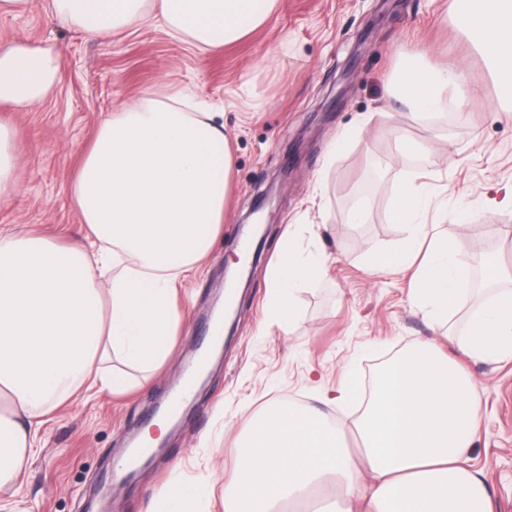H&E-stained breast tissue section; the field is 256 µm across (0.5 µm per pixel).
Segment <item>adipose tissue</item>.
<instances>
[{"mask_svg": "<svg viewBox=\"0 0 512 512\" xmlns=\"http://www.w3.org/2000/svg\"><path fill=\"white\" fill-rule=\"evenodd\" d=\"M458 22L482 54L505 99H512V0H459ZM280 0H45L57 23L89 38L160 18L167 32L215 52L261 28ZM58 48L0 44V103L24 112L54 88ZM457 63L407 64L397 91L414 116L466 102ZM234 157L217 113L178 92L152 95L108 115L76 183L90 244L61 246L27 233H0V485L30 459L41 414L79 390L125 392L126 373L160 368L173 355L183 313L178 283L204 264L224 222ZM430 193L400 181L387 218L404 225V245L370 256L372 268L411 274V303L433 323L463 298L466 256L432 232ZM325 263L292 232L271 274V322L298 317L299 285L320 281ZM473 361L512 359V291L487 298L465 331L452 336ZM479 409L461 368L424 337L377 372L354 424V462L339 427L317 412L278 404L252 419L225 512H284L339 491L362 512H494L479 471L464 464ZM369 481H362V472Z\"/></svg>", "mask_w": 512, "mask_h": 512, "instance_id": "ef3b65f1", "label": "adipose tissue"}]
</instances>
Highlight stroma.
<instances>
[{
  "instance_id": "1",
  "label": "stroma",
  "mask_w": 512,
  "mask_h": 512,
  "mask_svg": "<svg viewBox=\"0 0 512 512\" xmlns=\"http://www.w3.org/2000/svg\"><path fill=\"white\" fill-rule=\"evenodd\" d=\"M0 43H41L61 50L58 81L37 106L0 104V122L16 133L17 190L0 198V229L59 244L88 234L74 182L101 121L154 91L179 90L224 111L234 155L233 193L205 268L184 282L182 331L175 354L155 373L130 371L122 395L86 393L43 417L20 480L0 487V512H145L165 485L202 484L197 512H224L238 441L251 416L276 403L316 404L318 387L364 380L390 358L446 329L464 331L475 308L462 298L446 325L430 326L410 302V275L375 271L374 253L399 248L402 225L386 211L405 174L429 185L434 217L456 251L493 247L512 268V208L487 200L512 187V105L456 22L455 0H281L248 38L207 55L157 25H135L92 40L62 28L41 4L0 15ZM422 50L429 63L455 61L472 87L454 116H407L393 97L401 59ZM254 86L238 95L240 76ZM352 131L335 157L328 145ZM415 143L412 152L404 142ZM276 209L257 258L240 281L224 358L214 361L162 455L138 478L117 481L115 463L130 437L150 425L154 408L175 390L192 355L207 342L224 299V257L245 238L246 216L268 186ZM366 220L349 221L354 198ZM467 223H460V214ZM292 224H313L326 277L299 288L297 322L268 330L266 279L276 246ZM479 403V429L467 463L481 471L495 512H512V361L462 360ZM318 404V403H317Z\"/></svg>"
}]
</instances>
